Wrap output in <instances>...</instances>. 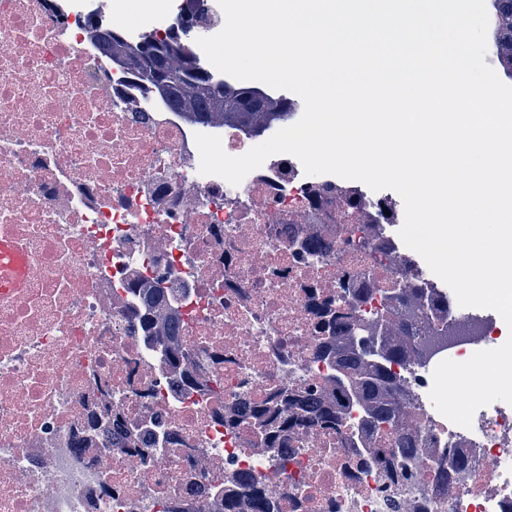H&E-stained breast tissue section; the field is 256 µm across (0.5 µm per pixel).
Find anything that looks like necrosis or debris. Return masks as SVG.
Returning <instances> with one entry per match:
<instances>
[{
	"label": "necrosis or debris",
	"instance_id": "1",
	"mask_svg": "<svg viewBox=\"0 0 512 512\" xmlns=\"http://www.w3.org/2000/svg\"><path fill=\"white\" fill-rule=\"evenodd\" d=\"M191 28L160 39L181 66L225 18L194 0ZM145 34L100 0H0V239L18 242L24 288L0 295V512H512V405L471 428L434 407L432 374L505 342L504 321L466 307L413 318L444 351L393 364L400 413L324 424L307 393L336 399L328 337L407 307L427 271L391 233L392 196L309 176L276 154L239 185L199 172L195 134L215 130L117 72L101 30ZM179 297L181 353L145 347L133 295ZM288 392L287 430L262 440ZM415 452L407 469L399 443Z\"/></svg>",
	"mask_w": 512,
	"mask_h": 512
}]
</instances>
